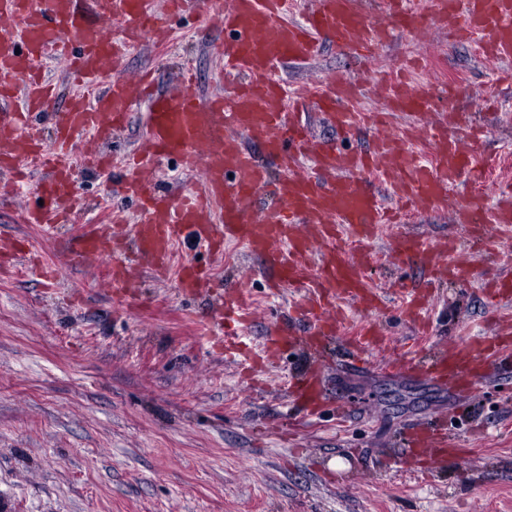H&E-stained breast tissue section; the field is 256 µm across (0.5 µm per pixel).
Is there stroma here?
<instances>
[{
	"label": "stroma",
	"instance_id": "35a3bbf8",
	"mask_svg": "<svg viewBox=\"0 0 512 512\" xmlns=\"http://www.w3.org/2000/svg\"><path fill=\"white\" fill-rule=\"evenodd\" d=\"M222 37L210 18L185 22L165 52L142 44L122 69L131 78L151 71L156 90L166 92L189 64L206 97L216 90ZM405 71L430 85L431 106L394 116L393 127L451 116V133L487 180L482 187L458 177L447 209L413 214L409 226L451 241L453 261L476 274L430 285L420 257L398 254L405 228L381 225L366 279L389 301L373 312L346 307L326 348L328 397L311 416L286 392L306 362L301 351L284 350L252 370L224 353L218 306L237 274L248 278L254 307L244 329L249 350L260 351L273 330H299L290 309L301 296L270 288L263 256L231 244L233 261L222 265L187 239L159 278L128 249L120 262L140 283L128 294L112 286L106 261L70 249L71 238L99 218L104 175L77 173L78 205L51 235L23 222L35 199L5 188L0 176V242L26 241L61 269L54 285L24 264L0 269V512H512V378L483 387L460 416L446 387L389 374L378 355L363 368L336 362L342 337L355 327L381 326L399 344L417 335L401 307L415 289L428 292L421 337L429 349L465 347L512 319V308L485 287L512 270V238L484 250L470 225L455 219L470 199L490 211L500 190L512 188V177H498L512 165V59H487L475 41L429 26L417 37L395 32L368 60L325 45L310 62L273 73L289 88L322 86L334 75L362 80L358 106L374 113L386 109L388 81ZM305 118L317 138L343 150H369L377 135L368 127L337 135L311 108ZM186 260L210 267L211 287L180 288ZM440 414L463 454L415 472L401 433Z\"/></svg>",
	"mask_w": 512,
	"mask_h": 512
}]
</instances>
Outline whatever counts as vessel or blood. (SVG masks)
<instances>
[{
    "instance_id": "1",
    "label": "vessel or blood",
    "mask_w": 512,
    "mask_h": 512,
    "mask_svg": "<svg viewBox=\"0 0 512 512\" xmlns=\"http://www.w3.org/2000/svg\"><path fill=\"white\" fill-rule=\"evenodd\" d=\"M424 12L406 0H385L384 19L363 16L358 0H314L303 22L285 19L284 0H212L211 12L228 33L220 45L221 64L214 81L223 90L201 98L192 73L180 88L159 94L151 73L127 80L115 64L145 42L168 41L171 15H191L198 0H0V172L14 190L28 189L38 206L24 221L52 232L68 210L78 167L108 173L122 201L105 219L87 225L74 249L83 257L117 254L119 239L107 238V226H130V245L157 275L166 274L185 233L213 257L224 245H243L267 256L275 287L302 292L301 317L311 334L300 339L271 333L266 345L280 350L297 345L318 352L335 324L328 307L337 300L372 309L378 296L363 275L371 260L368 245L380 224H397L403 206L418 209L448 205V186L472 166L447 127L413 125L393 133L381 114L358 111L356 83L333 77L325 91L285 88L273 73L274 62L312 59L329 44L360 59L370 58L394 31L419 35L425 26H441L478 37L486 56L512 58V0H425ZM65 59L78 83L62 109H55V85L45 69L48 57ZM152 102L147 130L133 155L109 152L113 134L126 126L133 97ZM388 108L418 115L430 106L424 85L396 82L387 90ZM313 103L341 133L374 125L380 133L367 153L344 152L317 139L295 113ZM52 121V142L36 135L43 118ZM426 134L431 161L409 147ZM175 160L196 181L176 193L157 191L149 179L162 159ZM313 172L301 174V162ZM386 187L397 207L386 206L378 192ZM350 233L357 245L345 253L337 240ZM512 235V194L503 193L481 242ZM406 250L421 255L438 278L468 279L470 267L454 263L447 241L409 236ZM185 288H203L207 275L193 262L179 270ZM370 343L365 334L348 337L352 366L363 367ZM471 360L458 349L439 348L388 359L392 374L444 382L464 396L474 395L492 374L512 371L511 340L469 344ZM291 397L308 407L324 400L318 364L290 384ZM446 423L411 432L410 456L441 461L452 450Z\"/></svg>"
}]
</instances>
